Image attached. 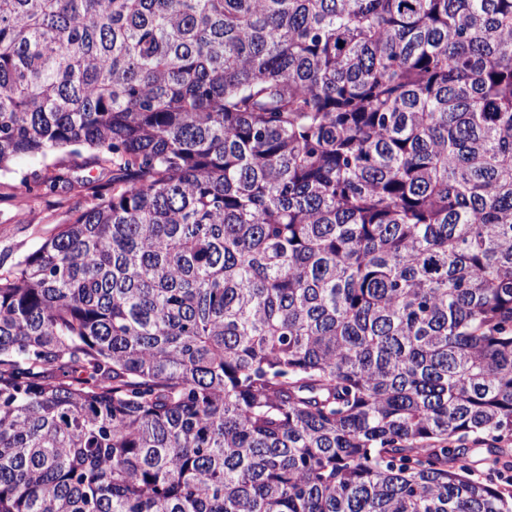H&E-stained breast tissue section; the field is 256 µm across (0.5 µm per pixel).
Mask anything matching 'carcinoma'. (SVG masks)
Returning a JSON list of instances; mask_svg holds the SVG:
<instances>
[{
    "label": "carcinoma",
    "mask_w": 512,
    "mask_h": 512,
    "mask_svg": "<svg viewBox=\"0 0 512 512\" xmlns=\"http://www.w3.org/2000/svg\"><path fill=\"white\" fill-rule=\"evenodd\" d=\"M84 147L0 512H512V0H0V171Z\"/></svg>",
    "instance_id": "1"
}]
</instances>
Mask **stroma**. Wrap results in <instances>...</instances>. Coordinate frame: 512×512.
<instances>
[{
  "label": "stroma",
  "instance_id": "obj_1",
  "mask_svg": "<svg viewBox=\"0 0 512 512\" xmlns=\"http://www.w3.org/2000/svg\"><path fill=\"white\" fill-rule=\"evenodd\" d=\"M84 154L21 158L0 173V265L10 266L16 258L35 249L43 236L64 222L75 205L92 206L94 199L84 183L98 176V169L85 166ZM66 162L67 183L42 187L34 196L21 195L23 181L57 174Z\"/></svg>",
  "mask_w": 512,
  "mask_h": 512
}]
</instances>
